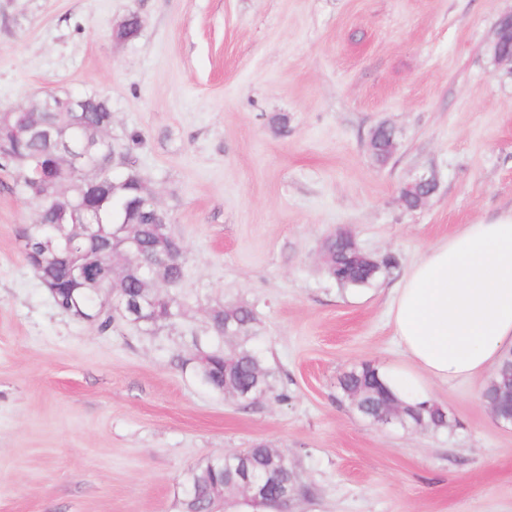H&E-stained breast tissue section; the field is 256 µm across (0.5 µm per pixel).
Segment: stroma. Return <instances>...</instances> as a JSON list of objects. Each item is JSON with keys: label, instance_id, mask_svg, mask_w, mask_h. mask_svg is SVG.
Segmentation results:
<instances>
[{"label": "stroma", "instance_id": "obj_1", "mask_svg": "<svg viewBox=\"0 0 512 512\" xmlns=\"http://www.w3.org/2000/svg\"><path fill=\"white\" fill-rule=\"evenodd\" d=\"M137 38L114 39L128 14ZM512 0H0V111L102 92L140 131L145 185L185 247L179 323L100 330L59 310L17 240L33 206L0 170V512H183L192 469L286 449L291 512H512V428L488 375L434 384L451 428L361 418L338 380L405 364L391 291L427 249L512 210V72L489 47ZM396 131L386 162L373 130ZM434 174L417 211L401 190ZM349 230L393 265L323 273ZM250 304L275 390L250 403L198 377L208 313ZM323 251L326 257L324 271L331 280H335L336 264H344L347 260L346 243L343 239L336 238L332 234L326 238L323 244Z\"/></svg>", "mask_w": 512, "mask_h": 512}]
</instances>
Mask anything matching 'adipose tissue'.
I'll use <instances>...</instances> for the list:
<instances>
[{
	"label": "adipose tissue",
	"instance_id": "obj_1",
	"mask_svg": "<svg viewBox=\"0 0 512 512\" xmlns=\"http://www.w3.org/2000/svg\"><path fill=\"white\" fill-rule=\"evenodd\" d=\"M389 318L408 364L381 374L404 402L428 400L427 381L492 369L512 350V212L430 247L394 289Z\"/></svg>",
	"mask_w": 512,
	"mask_h": 512
}]
</instances>
